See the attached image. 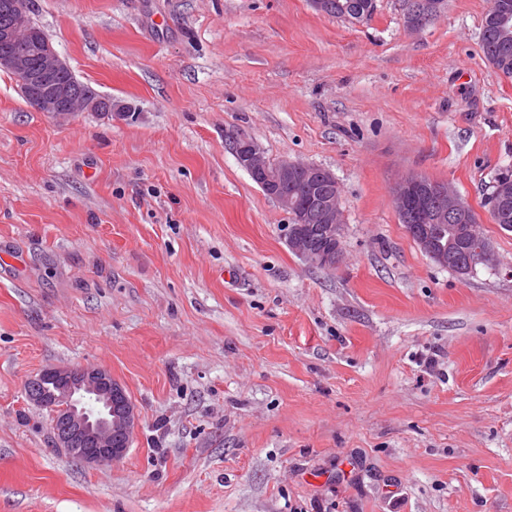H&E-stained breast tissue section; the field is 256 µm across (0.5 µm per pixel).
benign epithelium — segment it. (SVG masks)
I'll use <instances>...</instances> for the list:
<instances>
[{"label":"benign epithelium","instance_id":"obj_1","mask_svg":"<svg viewBox=\"0 0 512 512\" xmlns=\"http://www.w3.org/2000/svg\"><path fill=\"white\" fill-rule=\"evenodd\" d=\"M0 5L15 13L16 24L4 31V39L19 40L28 36L25 0H0ZM446 0H409L404 22L407 29L420 31L430 25L442 13ZM42 66L33 73L25 61L6 56L0 59V68L10 69L23 82L42 90L37 108L41 112L60 111L54 76L70 71L50 42L41 50ZM235 158L248 174L260 179V185H273L279 191L275 195L280 207L292 208L288 197V183L298 176L306 182L315 177L336 180L334 174L323 167L300 161L282 160L270 164L263 149L253 139L245 136L230 141ZM322 231L331 246L324 250H309L304 233V221L288 226L287 244L293 252L311 266L330 269L341 258L340 241L344 234L341 196L336 193L315 197ZM393 202L398 213L409 218L410 236L421 250L438 266L453 272H469L480 264L493 261L492 251L481 244L479 247L458 253L456 248L437 240L432 224L459 219L458 234L473 238L471 225L462 223L465 211L459 193L446 183L432 192L424 189L423 176L409 175L395 186ZM26 395L33 403L56 410L53 414L52 434L57 447L87 465L112 463L121 459L130 447L137 415L123 387L101 368H53L42 371L26 387Z\"/></svg>","mask_w":512,"mask_h":512}]
</instances>
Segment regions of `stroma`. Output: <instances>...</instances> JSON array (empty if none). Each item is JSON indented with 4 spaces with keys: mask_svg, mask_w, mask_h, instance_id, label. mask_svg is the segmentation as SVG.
I'll return each mask as SVG.
<instances>
[{
    "mask_svg": "<svg viewBox=\"0 0 512 512\" xmlns=\"http://www.w3.org/2000/svg\"><path fill=\"white\" fill-rule=\"evenodd\" d=\"M489 0L409 31L312 0H30L76 78L114 103L50 114L0 70V512H512V78ZM329 169L343 256L322 270L240 167ZM452 184L494 260L461 276L392 190ZM109 371L138 414L124 458L56 448L28 381ZM502 24L492 17H485L481 35V50L484 59L494 68L497 74L512 77V19L508 23L510 52L507 57L500 53L503 40Z\"/></svg>",
    "mask_w": 512,
    "mask_h": 512,
    "instance_id": "stroma-1",
    "label": "stroma"
}]
</instances>
